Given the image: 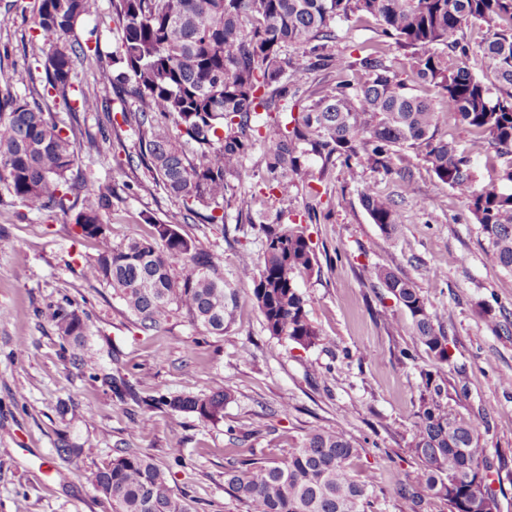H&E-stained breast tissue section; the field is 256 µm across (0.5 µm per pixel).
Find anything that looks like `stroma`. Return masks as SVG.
Instances as JSON below:
<instances>
[{
    "instance_id": "stroma-1",
    "label": "stroma",
    "mask_w": 512,
    "mask_h": 512,
    "mask_svg": "<svg viewBox=\"0 0 512 512\" xmlns=\"http://www.w3.org/2000/svg\"><path fill=\"white\" fill-rule=\"evenodd\" d=\"M0 0V69L14 94L51 112L60 128L78 124L74 172L88 187L111 184L103 219L113 244L151 236L154 223L177 224L212 270L234 289L237 304L223 335H212L182 311L160 329L142 332L112 289L87 279L96 247L80 235L71 210L25 213L0 188V512H111L92 479L116 449L150 454L191 512H246L224 486V450L242 436L238 458L282 462L314 429H339L356 441L353 470L366 481L374 512H407L400 488L417 491L423 463L412 447L424 392L422 371L433 362L413 345L409 314L381 284L366 278L372 265L412 281L448 338L450 366L441 372L446 410L475 420L493 465L492 488L501 512H512V273L493 265L465 203L441 183L419 150L407 149L384 173L370 163L350 179L343 168L321 177L310 161V189L281 197L265 181L261 147L229 178L248 196L250 214L224 208L223 224H186V204L165 194L137 166L138 133L120 126L101 149L95 113L72 120L44 86V61L54 37L38 30V0ZM96 44L72 72L76 93L106 100L113 115L132 112L98 81L111 63L120 32L112 0L77 29ZM439 133L471 160L478 184L496 178L499 161L473 144L468 129L442 117ZM407 170L416 188L400 178ZM372 186L395 201L402 223L385 238L364 209L360 193ZM304 229L317 258L298 276L308 316L322 340L304 350L268 334L243 269L263 256V225ZM85 313L87 344L97 372H78L52 319L58 307ZM232 393L220 422L171 414L154 405L162 395L209 393L216 383ZM82 448L71 461L59 448Z\"/></svg>"
}]
</instances>
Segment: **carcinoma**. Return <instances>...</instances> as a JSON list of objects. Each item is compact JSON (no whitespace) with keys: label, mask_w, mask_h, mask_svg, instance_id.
<instances>
[{"label":"carcinoma","mask_w":512,"mask_h":512,"mask_svg":"<svg viewBox=\"0 0 512 512\" xmlns=\"http://www.w3.org/2000/svg\"><path fill=\"white\" fill-rule=\"evenodd\" d=\"M96 8L97 0L38 5L35 24L59 42L45 65L47 91L66 104L75 59L85 52L75 28ZM112 9L120 44L112 66L99 68V82L137 103V111L122 113V120L137 127L138 163L155 184L209 210L200 216L190 208L188 219L224 223L228 176L257 143L269 188L283 197L305 181L311 155L322 160L325 173L343 160L354 178L355 161L389 171L399 152L421 148L438 180L465 201L493 264L512 273V0H112ZM363 17L376 21L379 36L410 51L415 80L433 88L435 97L407 90L381 41L362 48L352 61L326 51L338 23ZM476 23L487 25L481 78L463 62L467 45L457 38ZM439 46L458 51L462 62L449 69ZM314 70L334 74L333 84L303 87V77ZM0 83V182L8 193L30 213L76 210L75 224L97 250L86 276L112 288L142 331L160 328L177 308L209 333L224 334L236 295L224 279L202 271L206 260L195 243L174 225L155 223L151 237L113 245L102 218L111 186L85 188L73 175L75 141L49 113L13 94L1 70ZM296 97L306 100L303 111L289 121L278 119ZM100 110L112 121L109 107L96 96L82 94L72 108ZM443 114L453 115L475 135L476 145L503 159L497 182L477 185L467 157L438 137ZM361 202L385 237L398 232L401 213L392 201L367 187ZM263 232L261 264L243 275L255 282L253 297L265 329L312 348L320 333L295 277L313 270V249L296 227L266 224ZM175 256L189 259L193 270L173 276L169 265ZM366 273L409 312L415 345L435 364H450L448 338L415 285L383 265ZM54 320L73 364L96 369L86 348L85 316L60 307ZM423 381L413 441L424 463L418 483L447 501L449 512H500L478 425L445 410L439 401L444 387L432 373H424ZM231 398L220 385L202 396H161L156 403L173 414L192 412L219 422ZM358 455L342 433L317 429L281 463L243 462L228 454L224 485L246 512H372L367 488L351 469ZM93 485L112 512H189L164 469L128 448L95 472Z\"/></svg>","instance_id":"1"}]
</instances>
